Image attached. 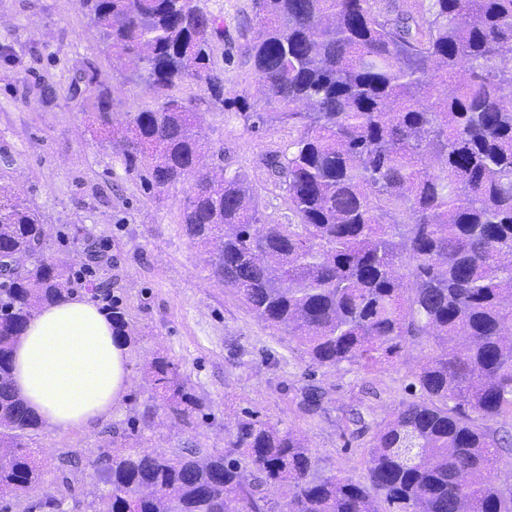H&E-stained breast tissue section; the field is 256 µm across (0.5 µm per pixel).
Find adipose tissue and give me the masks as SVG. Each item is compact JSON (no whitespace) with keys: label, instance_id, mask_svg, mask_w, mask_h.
Segmentation results:
<instances>
[{"label":"adipose tissue","instance_id":"1","mask_svg":"<svg viewBox=\"0 0 512 512\" xmlns=\"http://www.w3.org/2000/svg\"><path fill=\"white\" fill-rule=\"evenodd\" d=\"M130 348L89 297L71 295L37 309L13 347V384L63 434L112 412L129 385Z\"/></svg>","mask_w":512,"mask_h":512}]
</instances>
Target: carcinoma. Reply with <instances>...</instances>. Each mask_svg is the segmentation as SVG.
<instances>
[{"label": "carcinoma", "instance_id": "carcinoma-1", "mask_svg": "<svg viewBox=\"0 0 512 512\" xmlns=\"http://www.w3.org/2000/svg\"><path fill=\"white\" fill-rule=\"evenodd\" d=\"M113 65L150 104L126 113L118 147L162 191L192 178L180 215L211 273L255 317L288 329L311 364L371 374L426 353L414 400L378 425L368 483L328 474L291 428L241 411L224 448L115 446L94 512H512L487 480L512 447V0H252L244 56L261 103L245 126L296 132L271 160L295 224H264L235 171L201 164V106L224 103L211 56L224 18L209 0H81ZM457 82L448 92V81ZM97 125L112 94L88 84ZM44 224L0 183V500L38 485L26 439L41 428L13 393L11 349L33 310L74 294L46 256ZM117 334L122 301L106 291ZM170 416L202 404L163 356L148 366ZM285 489L288 501L265 486Z\"/></svg>", "mask_w": 512, "mask_h": 512}]
</instances>
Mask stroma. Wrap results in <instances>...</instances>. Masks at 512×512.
<instances>
[{
    "mask_svg": "<svg viewBox=\"0 0 512 512\" xmlns=\"http://www.w3.org/2000/svg\"><path fill=\"white\" fill-rule=\"evenodd\" d=\"M224 14V37L214 41L224 69V97L261 93L243 49L253 35L252 0H209ZM109 87L113 118L132 103L152 102L145 85L113 67L81 0H0V178L16 187L49 230L47 251L74 269L92 266L122 299L129 325V387L111 414L91 428L57 434L41 428L30 446L43 465L42 487L12 499L9 512H31L43 489L62 496L59 476L74 488L66 512H90L97 484L87 460L96 458L128 421L135 448L173 451L220 448L242 409L300 431L326 472L366 479V460L378 424L408 402L419 350L403 347L393 366L367 374L356 367H314L285 330L259 321L230 288L210 279L202 254L180 224L185 184L147 191L138 172L113 151L108 132L85 110L87 81ZM205 140L223 150L224 169L243 174L260 198L263 221L291 224L286 191L266 167L285 151L294 130L274 122L248 130L235 111L205 115ZM166 356L205 405L195 429L166 418L165 404L146 377L148 364ZM323 392L314 414L299 406L303 392ZM362 415L365 429L352 419Z\"/></svg>",
    "mask_w": 512,
    "mask_h": 512,
    "instance_id": "1",
    "label": "stroma"
}]
</instances>
